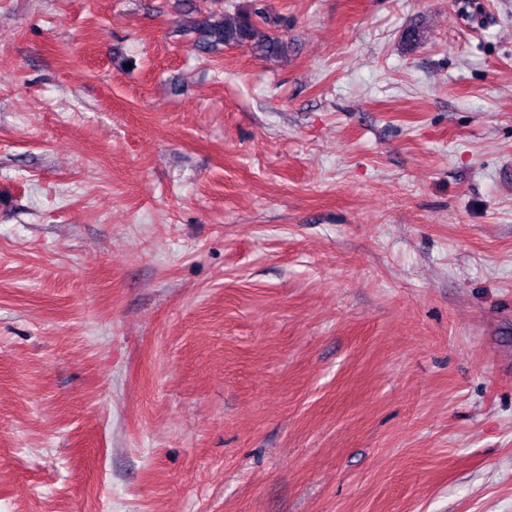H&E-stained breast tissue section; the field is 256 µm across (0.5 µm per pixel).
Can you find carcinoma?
Returning <instances> with one entry per match:
<instances>
[{"mask_svg":"<svg viewBox=\"0 0 512 512\" xmlns=\"http://www.w3.org/2000/svg\"><path fill=\"white\" fill-rule=\"evenodd\" d=\"M196 13L191 32L195 34L194 50L209 54L223 47H244L255 57L278 60L288 56L289 43L280 28L288 26L286 20L270 12L261 0H251L248 8L229 12Z\"/></svg>","mask_w":512,"mask_h":512,"instance_id":"cac0c4a2","label":"carcinoma"}]
</instances>
